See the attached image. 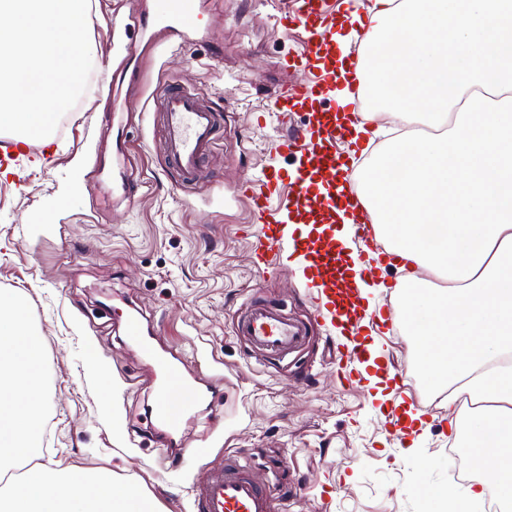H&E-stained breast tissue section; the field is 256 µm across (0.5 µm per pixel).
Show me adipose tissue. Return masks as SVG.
I'll return each instance as SVG.
<instances>
[{
  "mask_svg": "<svg viewBox=\"0 0 512 512\" xmlns=\"http://www.w3.org/2000/svg\"><path fill=\"white\" fill-rule=\"evenodd\" d=\"M345 27L366 25L367 92L395 119L423 118L436 136L398 133L372 150L359 182L365 212L389 233L396 289L427 378L468 393L448 417L477 443L476 466L512 504V0H373ZM431 275L417 288L411 267ZM43 351L24 300L0 291V464L41 446ZM0 512H160L106 470H30Z\"/></svg>",
  "mask_w": 512,
  "mask_h": 512,
  "instance_id": "obj_1",
  "label": "adipose tissue"
}]
</instances>
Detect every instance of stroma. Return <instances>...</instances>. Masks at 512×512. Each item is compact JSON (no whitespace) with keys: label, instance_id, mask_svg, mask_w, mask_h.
Segmentation results:
<instances>
[{"label":"stroma","instance_id":"stroma-1","mask_svg":"<svg viewBox=\"0 0 512 512\" xmlns=\"http://www.w3.org/2000/svg\"><path fill=\"white\" fill-rule=\"evenodd\" d=\"M141 2L89 0L93 68L51 135L59 162L34 167L22 194L13 175H0V290L26 301L45 353L35 465L108 469L140 483L164 512H192V487L211 465L237 458L266 479L279 512H422L426 490L456 480L448 455L461 443L448 433L443 395L421 371L402 297L367 289L368 343L379 357L354 363L347 384L339 379L342 338L317 317V290L295 264L265 275L252 266L253 216L239 191L262 168L282 165L271 143L304 123L296 114L282 124L269 102L296 80L283 64L305 51L303 39L284 32L280 0H207V41L139 54L131 78L117 83L112 73L135 35L112 29L111 15ZM173 82L202 92L224 119L206 175L190 187L176 183L163 125L151 116L154 96ZM116 112L130 122L124 168L141 185L132 206L97 184L112 160ZM257 303L302 329V345L286 359L243 334ZM133 308L160 354L185 358L195 389H220L222 421L199 408L176 447L150 425L157 368L126 345L119 320ZM383 366L407 367L405 383L372 387ZM396 405L423 422L401 443L389 434ZM116 418L122 430L113 429ZM423 457L433 467L421 468Z\"/></svg>","mask_w":512,"mask_h":512}]
</instances>
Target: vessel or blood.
I'll return each mask as SVG.
<instances>
[{"mask_svg": "<svg viewBox=\"0 0 512 512\" xmlns=\"http://www.w3.org/2000/svg\"><path fill=\"white\" fill-rule=\"evenodd\" d=\"M197 23V0H156L154 12L145 18L131 16L119 20L121 28L147 29L159 27L165 43L188 46ZM335 19L325 9V0H292L291 9L283 17L285 31L303 30L309 45L306 55L292 58V67L307 71V79L284 84L270 96L273 111L281 116L303 113L307 121L302 129L276 139L273 151L292 158L294 173L262 169L250 180L246 198L257 224L259 247L254 253L255 267L279 263L282 254L301 258L308 283L319 288L317 314L322 318L340 319L348 342L347 357L360 360L365 352L361 337L365 309L354 303L348 289L337 287L341 271L335 239L310 242L301 227L305 224L332 223L335 211L353 204L352 165L343 161L337 144L348 129L336 122V108L323 91L331 86L335 71L332 57V33ZM166 114L165 142L176 180L180 185L196 184L203 161L216 139L220 115L200 93L182 86L162 92L156 102ZM292 184V192H284V184ZM287 193L286 212H276L272 201ZM297 224L293 234H284L283 221ZM253 342L275 352H284L302 339L300 329L289 324L276 312L256 309L244 325ZM161 377L157 387L153 413L170 433L178 431V417L173 406L190 410L193 396L188 395L180 371L173 363H159ZM198 512H272L273 506L264 482L244 472L235 464L211 467L206 479L193 489Z\"/></svg>", "mask_w": 512, "mask_h": 512, "instance_id": "b4317fda", "label": "vessel or blood"}]
</instances>
